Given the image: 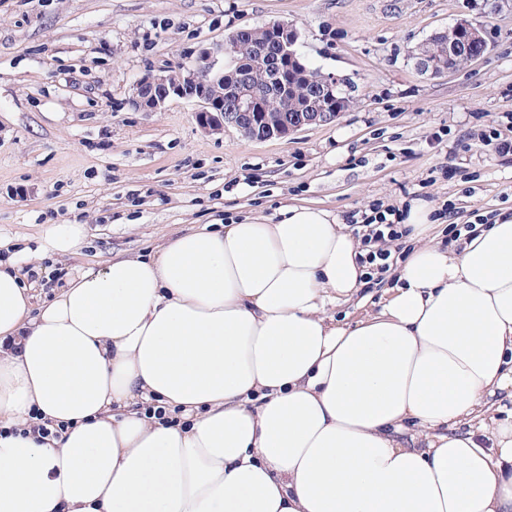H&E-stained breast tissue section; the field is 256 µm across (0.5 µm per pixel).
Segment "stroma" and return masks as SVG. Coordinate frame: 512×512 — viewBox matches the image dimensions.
Wrapping results in <instances>:
<instances>
[{
	"label": "stroma",
	"instance_id": "35a3bbf8",
	"mask_svg": "<svg viewBox=\"0 0 512 512\" xmlns=\"http://www.w3.org/2000/svg\"><path fill=\"white\" fill-rule=\"evenodd\" d=\"M465 18L488 44L458 72H419L411 52ZM293 24L296 49L339 79L351 106L285 139L204 132L197 100L131 104L148 74L189 64L241 26ZM512 0H0V237L34 265L37 300L116 256L287 204L340 221L375 204L427 203L449 223L512 210ZM81 224L80 248L43 252L46 231Z\"/></svg>",
	"mask_w": 512,
	"mask_h": 512
}]
</instances>
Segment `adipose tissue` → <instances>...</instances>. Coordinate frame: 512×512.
<instances>
[{
	"mask_svg": "<svg viewBox=\"0 0 512 512\" xmlns=\"http://www.w3.org/2000/svg\"><path fill=\"white\" fill-rule=\"evenodd\" d=\"M429 216L409 207L390 296L350 326L331 309L364 285L359 244L321 208L180 235L38 306L0 240V512H512L490 402L512 216L459 250Z\"/></svg>",
	"mask_w": 512,
	"mask_h": 512,
	"instance_id": "1",
	"label": "adipose tissue"
}]
</instances>
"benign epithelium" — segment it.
<instances>
[{"label":"benign epithelium","instance_id":"obj_1","mask_svg":"<svg viewBox=\"0 0 512 512\" xmlns=\"http://www.w3.org/2000/svg\"><path fill=\"white\" fill-rule=\"evenodd\" d=\"M265 32L277 49L276 82L281 90L291 84L308 83V70L295 50L297 31L285 22L273 21L265 26ZM450 33L462 40L448 41ZM486 51L479 27L461 18L451 28L434 32L413 58L420 72L441 77ZM224 52L226 47L222 45L205 49L190 66L174 74L139 80L134 88L135 106L155 112L172 96L196 98L201 103L198 123L205 132L217 134L232 127L254 140L282 139L305 127L330 123L350 106L349 98L338 89L339 80L333 76L324 78L314 93L298 102L263 92L246 75L233 70L224 72V67L218 65V56Z\"/></svg>","mask_w":512,"mask_h":512}]
</instances>
